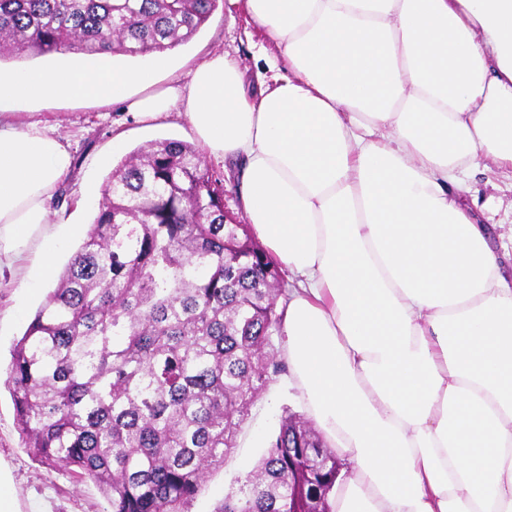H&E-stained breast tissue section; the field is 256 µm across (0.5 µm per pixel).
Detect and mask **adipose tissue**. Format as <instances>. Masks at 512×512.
Returning a JSON list of instances; mask_svg holds the SVG:
<instances>
[{
  "label": "adipose tissue",
  "instance_id": "ef3b65f1",
  "mask_svg": "<svg viewBox=\"0 0 512 512\" xmlns=\"http://www.w3.org/2000/svg\"><path fill=\"white\" fill-rule=\"evenodd\" d=\"M229 2L286 67L253 96L218 52L162 89L149 66L0 70V271L73 165L9 106L183 117L291 275L282 356L345 462L332 512H512V254L462 197L485 162L512 173V0Z\"/></svg>",
  "mask_w": 512,
  "mask_h": 512
}]
</instances>
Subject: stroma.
I'll return each mask as SVG.
<instances>
[{"instance_id":"obj_1","label":"stroma","mask_w":512,"mask_h":512,"mask_svg":"<svg viewBox=\"0 0 512 512\" xmlns=\"http://www.w3.org/2000/svg\"><path fill=\"white\" fill-rule=\"evenodd\" d=\"M265 34L246 15L220 0L217 10L195 36L176 53L157 58L158 84L165 87L186 79L202 58L214 52L225 54L245 72L252 87L268 80L270 73L260 47ZM19 123H48L67 140L80 164L65 177L67 190L62 205L53 207V232L67 235L68 243L57 260L65 267L72 252L82 243L85 230L93 223L108 172L95 166L94 159L105 152L116 133H123L127 150H135L164 139H175L200 148L191 125L181 118L164 122L134 119L124 106L109 103L46 101L17 107ZM471 191L466 196L475 210H491L496 223L494 244L512 241V179L495 165L472 172ZM41 233H34L28 249L19 254L13 273L0 277V372L5 371L12 349L23 336L53 281L33 276V262ZM299 412L289 375L269 383L252 407L238 436V447L222 469L210 474L189 506V512H217L227 492L235 488L265 448L284 410ZM0 480L10 487L17 512H106L107 503L90 480H78L68 469L37 461L25 448L16 424L13 400L0 383Z\"/></svg>"}]
</instances>
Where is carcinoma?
Returning <instances> with one entry per match:
<instances>
[{"mask_svg":"<svg viewBox=\"0 0 512 512\" xmlns=\"http://www.w3.org/2000/svg\"><path fill=\"white\" fill-rule=\"evenodd\" d=\"M218 0H0V60L146 58L190 42ZM285 274L224 210V174L177 140L113 169L98 213L7 368L33 457L95 483L107 512H188L287 370ZM344 464L285 412L218 512H331Z\"/></svg>","mask_w":512,"mask_h":512,"instance_id":"1","label":"carcinoma"}]
</instances>
